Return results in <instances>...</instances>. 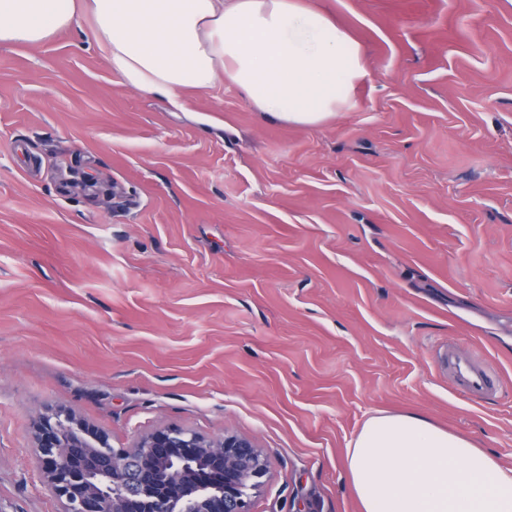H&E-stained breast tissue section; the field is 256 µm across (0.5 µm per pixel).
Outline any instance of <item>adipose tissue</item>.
Segmentation results:
<instances>
[{"label": "adipose tissue", "instance_id": "adipose-tissue-1", "mask_svg": "<svg viewBox=\"0 0 512 512\" xmlns=\"http://www.w3.org/2000/svg\"><path fill=\"white\" fill-rule=\"evenodd\" d=\"M80 5L122 84L180 108L222 79L270 119L317 124L366 74L361 45L306 0H0V44L43 43ZM347 473L360 512H512V468L417 413L370 416Z\"/></svg>", "mask_w": 512, "mask_h": 512}]
</instances>
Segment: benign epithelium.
Here are the masks:
<instances>
[{"label": "benign epithelium", "instance_id": "7a95c632", "mask_svg": "<svg viewBox=\"0 0 512 512\" xmlns=\"http://www.w3.org/2000/svg\"><path fill=\"white\" fill-rule=\"evenodd\" d=\"M40 466L64 512H250L267 458L245 436L205 438L168 427L114 449L103 430L65 410L34 423Z\"/></svg>", "mask_w": 512, "mask_h": 512}]
</instances>
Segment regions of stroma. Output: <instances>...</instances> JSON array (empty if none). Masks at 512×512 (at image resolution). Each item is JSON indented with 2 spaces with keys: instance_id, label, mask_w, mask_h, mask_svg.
Wrapping results in <instances>:
<instances>
[{
  "instance_id": "obj_1",
  "label": "stroma",
  "mask_w": 512,
  "mask_h": 512,
  "mask_svg": "<svg viewBox=\"0 0 512 512\" xmlns=\"http://www.w3.org/2000/svg\"><path fill=\"white\" fill-rule=\"evenodd\" d=\"M365 50L314 125L231 84L187 109L122 84L87 19L0 46V512H63L32 420L113 448L251 438V512H359L346 451L418 412L512 466V0H308ZM448 373L453 391L460 397L479 398L491 391L511 392L495 378L493 367L485 360L480 350H473L463 360L450 356L448 346Z\"/></svg>"
}]
</instances>
